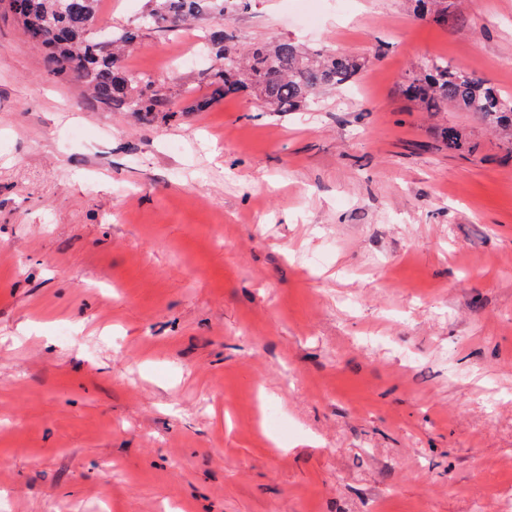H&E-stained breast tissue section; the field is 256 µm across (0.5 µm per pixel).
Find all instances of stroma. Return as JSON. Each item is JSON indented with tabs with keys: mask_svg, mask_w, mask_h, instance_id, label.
Here are the masks:
<instances>
[{
	"mask_svg": "<svg viewBox=\"0 0 512 512\" xmlns=\"http://www.w3.org/2000/svg\"><path fill=\"white\" fill-rule=\"evenodd\" d=\"M297 5L226 30L355 84L164 125L47 75L0 0V512H512V140L400 91L439 55L512 98V0ZM210 23L126 63L197 79ZM414 12L422 18L431 17L440 26H448L458 21L452 4L447 0H413Z\"/></svg>",
	"mask_w": 512,
	"mask_h": 512,
	"instance_id": "obj_1",
	"label": "stroma"
}]
</instances>
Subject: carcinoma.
<instances>
[{"label":"carcinoma","instance_id":"obj_1","mask_svg":"<svg viewBox=\"0 0 512 512\" xmlns=\"http://www.w3.org/2000/svg\"><path fill=\"white\" fill-rule=\"evenodd\" d=\"M15 1L22 4L15 16L28 42L42 49L49 74L83 82L100 106L164 124L177 120L181 111H202L248 91L261 97L275 115L300 112L322 91H339L355 83L365 68V61L354 55L306 50L289 39L237 47L223 22L244 0H149L141 23L116 31L109 44L95 35L98 0H8V7ZM413 2L417 16L430 17L440 26L458 21L448 0ZM204 15L217 20L215 27L205 30L203 41L204 50L214 57L201 76L209 94L199 98L193 87L184 85L180 96L185 106L178 109L166 81L128 69L124 48L154 29L173 30ZM401 92L427 112L454 105L491 128L512 133V100L447 59L420 62L403 77Z\"/></svg>","mask_w":512,"mask_h":512}]
</instances>
